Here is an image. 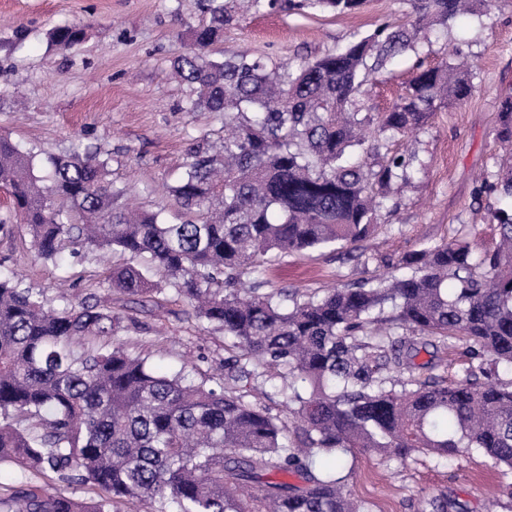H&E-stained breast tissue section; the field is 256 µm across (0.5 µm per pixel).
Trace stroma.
Masks as SVG:
<instances>
[{"instance_id":"stroma-1","label":"stroma","mask_w":512,"mask_h":512,"mask_svg":"<svg viewBox=\"0 0 512 512\" xmlns=\"http://www.w3.org/2000/svg\"><path fill=\"white\" fill-rule=\"evenodd\" d=\"M204 0H0V136L37 157L88 146L110 154V178L126 203L149 210L166 204L192 146L220 141L224 117L187 109L190 89L171 76L184 50L183 35L208 22ZM407 0H366L340 15L287 7L253 12L224 31L218 57L264 55L276 62L316 58L355 36L405 20ZM85 26V42L70 51L52 46L57 26ZM461 54L475 66L476 92L461 104L440 106L423 130L393 140V151L415 152L409 184L400 185L381 211L375 232L355 251L336 246L277 257L266 264V289L320 294L358 279L391 273L407 253L483 228L491 242V210L499 197L476 200L483 175L502 153L495 138L499 100L512 92V0L487 16L466 14L429 33L418 53L392 59L369 91L368 105L385 110L411 76L415 59L436 65ZM64 265L35 259L25 225L0 232V265L50 305L62 297L96 295L121 317L119 341L150 355L153 367L189 378L219 377L227 353L224 333L198 322L171 290L146 301L112 291L109 275L125 264L119 254H85L64 244ZM498 478L479 454L452 461L418 453L406 462L357 456L349 485L372 512H416L425 493L459 501L467 512H503L488 501ZM28 485L89 498L88 485L56 481L53 473L0 467V498Z\"/></svg>"}]
</instances>
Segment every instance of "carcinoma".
Here are the masks:
<instances>
[{
  "mask_svg": "<svg viewBox=\"0 0 512 512\" xmlns=\"http://www.w3.org/2000/svg\"><path fill=\"white\" fill-rule=\"evenodd\" d=\"M364 0H288L292 9L344 13ZM499 0H410L415 19L313 60H218L211 46L237 15L206 0L209 22L189 33L173 71L190 87L188 110L224 113L218 145L190 149L165 209L118 207L111 157L78 147L43 160L0 137V188L13 210L0 228L26 225L38 258L60 262L63 243L130 257L111 287L154 291L153 274L224 331V382L165 375L148 357L110 341L120 318L93 297L55 309L14 274L0 273V466L91 484V500L32 486L0 499V512H372L350 486L348 461L416 451L456 459L477 452L512 472V212H491L499 242L473 259L452 237L401 258L403 272L305 299L263 291L271 256L354 246L377 227L391 186L408 181L414 156L385 152L424 128L445 101L474 92L473 65L418 62L405 92L383 112L361 105L391 59L416 51L424 30ZM84 29L50 33L68 50ZM497 138L512 147V96L499 106ZM512 198V159L484 177L476 198ZM387 327L373 329L385 309ZM464 339L480 361L449 383L420 352ZM421 371L408 379L405 373ZM267 383L288 402L286 419L246 399L238 384ZM288 474L296 481L278 476ZM417 512H462L422 495Z\"/></svg>",
  "mask_w": 512,
  "mask_h": 512,
  "instance_id": "carcinoma-1",
  "label": "carcinoma"
}]
</instances>
